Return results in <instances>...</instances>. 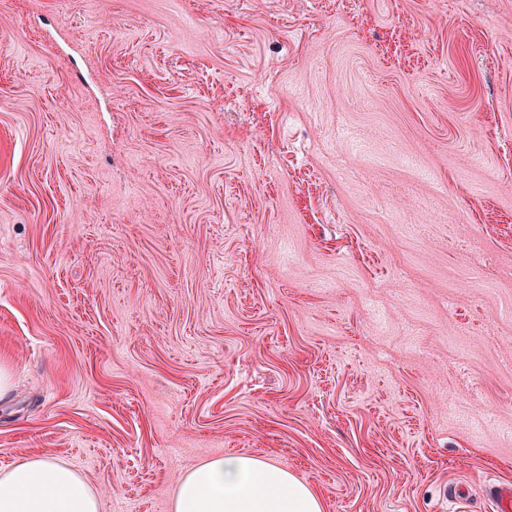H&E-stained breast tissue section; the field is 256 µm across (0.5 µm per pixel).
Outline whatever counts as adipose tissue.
Returning <instances> with one entry per match:
<instances>
[{
	"label": "adipose tissue",
	"mask_w": 512,
	"mask_h": 512,
	"mask_svg": "<svg viewBox=\"0 0 512 512\" xmlns=\"http://www.w3.org/2000/svg\"><path fill=\"white\" fill-rule=\"evenodd\" d=\"M99 500L67 464L24 459L0 472V512H99ZM174 512H323L310 485L245 455L218 456L191 470Z\"/></svg>",
	"instance_id": "adipose-tissue-1"
}]
</instances>
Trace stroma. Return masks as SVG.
Masks as SVG:
<instances>
[{
    "mask_svg": "<svg viewBox=\"0 0 512 512\" xmlns=\"http://www.w3.org/2000/svg\"><path fill=\"white\" fill-rule=\"evenodd\" d=\"M0 470L172 512L512 484V0H0ZM175 512H323L310 485L287 470L245 455L214 457L191 470Z\"/></svg>",
    "mask_w": 512,
    "mask_h": 512,
    "instance_id": "35a3bbf8",
    "label": "stroma"
}]
</instances>
